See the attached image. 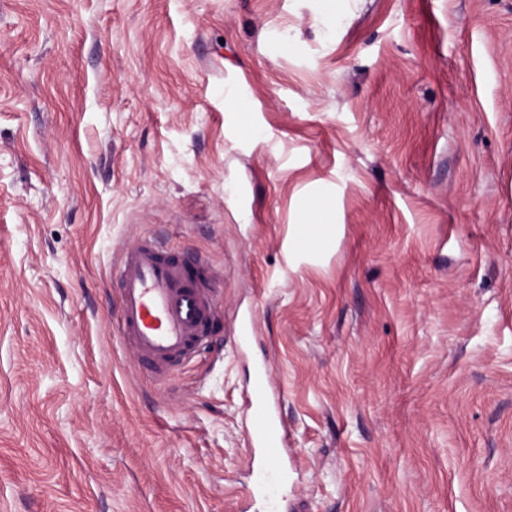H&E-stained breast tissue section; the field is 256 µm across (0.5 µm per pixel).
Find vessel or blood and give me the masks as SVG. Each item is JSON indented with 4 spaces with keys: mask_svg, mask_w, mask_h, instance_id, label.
Wrapping results in <instances>:
<instances>
[{
    "mask_svg": "<svg viewBox=\"0 0 512 512\" xmlns=\"http://www.w3.org/2000/svg\"><path fill=\"white\" fill-rule=\"evenodd\" d=\"M118 287L116 328L141 361L167 370L205 349L216 303L199 288L189 263L171 257L156 240H140L121 256ZM267 374V366L257 368L250 394V441L263 459L251 493L277 512V489L287 479L288 467L281 461L285 428Z\"/></svg>",
    "mask_w": 512,
    "mask_h": 512,
    "instance_id": "vessel-or-blood-1",
    "label": "vessel or blood"
}]
</instances>
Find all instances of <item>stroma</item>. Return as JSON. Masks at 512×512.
I'll return each mask as SVG.
<instances>
[{
	"mask_svg": "<svg viewBox=\"0 0 512 512\" xmlns=\"http://www.w3.org/2000/svg\"><path fill=\"white\" fill-rule=\"evenodd\" d=\"M265 360L288 512H512V0H0V512H240ZM118 287L116 328L141 361L168 371L205 349L216 303L189 263L155 239L140 240L121 256Z\"/></svg>",
	"mask_w": 512,
	"mask_h": 512,
	"instance_id": "1",
	"label": "stroma"
}]
</instances>
